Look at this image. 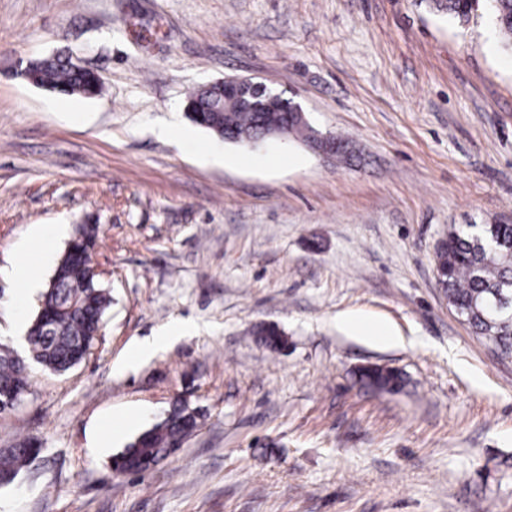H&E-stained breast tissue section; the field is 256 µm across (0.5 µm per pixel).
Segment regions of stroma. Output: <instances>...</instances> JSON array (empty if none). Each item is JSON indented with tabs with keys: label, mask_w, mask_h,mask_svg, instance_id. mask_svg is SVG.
<instances>
[{
	"label": "stroma",
	"mask_w": 512,
	"mask_h": 512,
	"mask_svg": "<svg viewBox=\"0 0 512 512\" xmlns=\"http://www.w3.org/2000/svg\"><path fill=\"white\" fill-rule=\"evenodd\" d=\"M58 52L98 95L20 77ZM232 76L349 156L190 121L188 95ZM166 122L182 140L154 135ZM44 224L69 230L47 245ZM80 224L111 304L84 361L30 364L0 413V448H41L0 512H512V361L436 274L449 226L512 224V46L486 4L462 23L432 0H0V345L21 357L40 297L16 306L9 271L59 260ZM343 313L398 343L347 335ZM176 322L191 332L123 369ZM177 399L198 427L115 473ZM361 379L369 385L386 389L388 391L397 390L401 383L399 375L390 371H384L377 367L365 368L361 374Z\"/></svg>",
	"instance_id": "35a3bbf8"
}]
</instances>
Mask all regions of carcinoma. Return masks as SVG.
Masks as SVG:
<instances>
[{"mask_svg": "<svg viewBox=\"0 0 512 512\" xmlns=\"http://www.w3.org/2000/svg\"><path fill=\"white\" fill-rule=\"evenodd\" d=\"M437 10L464 20L477 0H433ZM491 9L501 33L512 42V0H492ZM28 81L38 87L65 94H94L100 87L94 73L61 57L35 59L25 71ZM191 121L220 138L259 134L266 126L288 124V133L308 138L307 128L288 120L283 112H254L233 106L224 111L212 107L210 97L197 91L189 95ZM440 282L451 305L473 332L491 342L501 357L512 358V224H482L471 234L456 226L448 229L436 252ZM52 278L60 287L44 294L36 319L55 322L50 330L31 325L27 341L32 358L46 369L62 373L81 363L89 354L93 322L103 315L110 299L97 284L74 288L72 284L89 280V268L76 251L66 250ZM366 383L388 391L400 387L399 375L377 367L361 374ZM28 388L27 366L8 349L0 351V403L13 409L11 394ZM197 426L195 413L176 405L170 414L141 433L115 456L120 473L145 471L143 463L153 464L179 447L182 437ZM31 443L22 441L0 456V472L18 475L31 462Z\"/></svg>", "mask_w": 512, "mask_h": 512, "instance_id": "1", "label": "carcinoma"}]
</instances>
